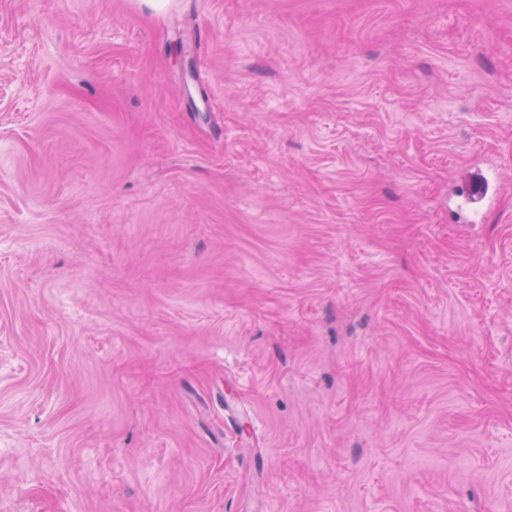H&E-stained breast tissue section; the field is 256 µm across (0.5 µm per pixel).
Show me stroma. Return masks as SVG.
<instances>
[{"mask_svg": "<svg viewBox=\"0 0 512 512\" xmlns=\"http://www.w3.org/2000/svg\"><path fill=\"white\" fill-rule=\"evenodd\" d=\"M0 512H512V0H0ZM490 193L491 185L489 181L477 176L467 185V202L475 212L480 211L489 199Z\"/></svg>", "mask_w": 512, "mask_h": 512, "instance_id": "35a3bbf8", "label": "stroma"}]
</instances>
